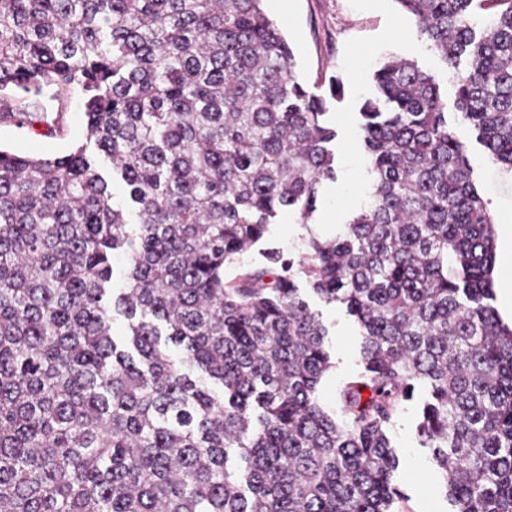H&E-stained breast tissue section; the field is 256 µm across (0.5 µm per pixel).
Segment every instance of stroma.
Masks as SVG:
<instances>
[{
    "mask_svg": "<svg viewBox=\"0 0 512 512\" xmlns=\"http://www.w3.org/2000/svg\"><path fill=\"white\" fill-rule=\"evenodd\" d=\"M263 7L281 23L296 57L298 77L309 91L323 93L334 76L344 82V101L333 105L327 115L328 123L337 131L333 146L336 178L323 181L310 223H300L296 213H282L256 248L226 268L229 279L259 262L262 251L274 249L295 258L309 237L329 240L338 236L351 215L367 202L370 177L355 130L358 103L371 91V76L380 58L388 54L414 58L424 71L435 75L446 102L454 100L451 74L419 37L413 20L399 11L395 0H263ZM458 119L457 111L449 110L448 122L467 143L474 182L493 224L512 225V172L491 162ZM84 142V115L75 96L64 101L59 128L50 136L41 129L17 128L0 118V147L19 153L63 155ZM303 297L329 328L327 349L333 367L319 386L318 399L327 411L337 415L341 412L342 387L363 368L362 330L344 305L325 304L308 291ZM425 397V389L417 388L413 399L404 402L394 418L390 437L399 466L392 483L405 496V512H454L442 478L417 436Z\"/></svg>",
    "mask_w": 512,
    "mask_h": 512,
    "instance_id": "35a3bbf8",
    "label": "stroma"
}]
</instances>
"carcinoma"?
<instances>
[{"label":"carcinoma","instance_id":"1","mask_svg":"<svg viewBox=\"0 0 512 512\" xmlns=\"http://www.w3.org/2000/svg\"><path fill=\"white\" fill-rule=\"evenodd\" d=\"M262 2L0 0V118L51 134L76 94L87 140L0 149V512H397L389 431L419 384L455 512H512V326L434 76L404 57L375 72L373 191L342 235L224 276L335 179L343 82L309 92ZM395 2L512 171V0ZM298 277L362 328L342 421L318 399L328 329Z\"/></svg>","mask_w":512,"mask_h":512}]
</instances>
